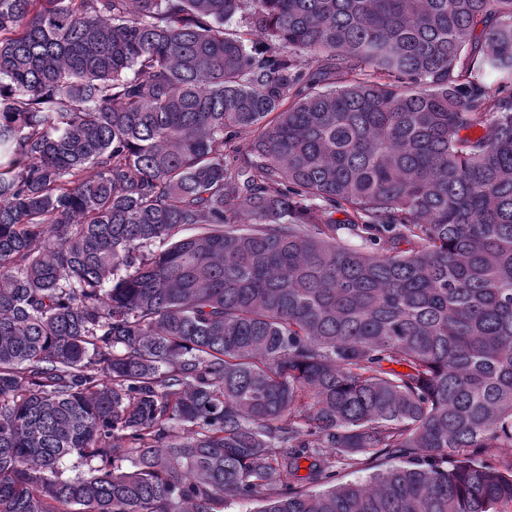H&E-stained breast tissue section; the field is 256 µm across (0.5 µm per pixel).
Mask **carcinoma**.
I'll use <instances>...</instances> for the list:
<instances>
[{
  "label": "carcinoma",
  "mask_w": 512,
  "mask_h": 512,
  "mask_svg": "<svg viewBox=\"0 0 512 512\" xmlns=\"http://www.w3.org/2000/svg\"><path fill=\"white\" fill-rule=\"evenodd\" d=\"M511 447L512 0H0V512H512Z\"/></svg>",
  "instance_id": "obj_1"
}]
</instances>
